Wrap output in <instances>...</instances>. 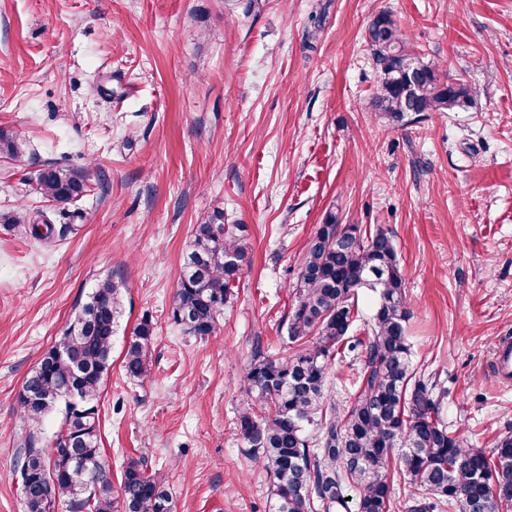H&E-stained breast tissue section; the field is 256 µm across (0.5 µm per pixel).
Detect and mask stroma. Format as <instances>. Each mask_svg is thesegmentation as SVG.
Returning <instances> with one entry per match:
<instances>
[{
  "instance_id": "stroma-1",
  "label": "stroma",
  "mask_w": 512,
  "mask_h": 512,
  "mask_svg": "<svg viewBox=\"0 0 512 512\" xmlns=\"http://www.w3.org/2000/svg\"><path fill=\"white\" fill-rule=\"evenodd\" d=\"M391 11L427 61L462 75L467 108L403 126L370 107L362 35ZM0 212L71 224L40 244L0 227V512H24L14 467L30 431L27 374L100 278L121 275L113 352L150 316L148 378L113 367L101 399L113 476L128 458L164 476L176 512H270L261 463L234 430L255 350L289 355L290 286L327 212L394 234L408 338L469 446L512 433V385L490 365L512 335V0H0ZM56 162L85 178L45 202ZM247 227L251 263L214 336L170 319L182 256L215 208ZM37 190L46 202L67 204L79 201L87 192L85 181L72 170L48 162L39 170Z\"/></svg>"
}]
</instances>
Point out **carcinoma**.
<instances>
[{"instance_id": "1", "label": "carcinoma", "mask_w": 512, "mask_h": 512, "mask_svg": "<svg viewBox=\"0 0 512 512\" xmlns=\"http://www.w3.org/2000/svg\"><path fill=\"white\" fill-rule=\"evenodd\" d=\"M364 43L379 69L371 107L401 124L413 112H448L471 104L461 77L439 71L383 11L368 25ZM23 142L0 134V154L17 158ZM37 190L47 202L79 201L85 181L48 162ZM9 231L49 244L55 225L21 206L0 213ZM245 225L224 223L216 209L197 226L182 258L171 310L182 332L204 338L216 329L224 305L249 263ZM124 283L98 280L54 345L26 376L20 415L34 421L59 410L63 424L48 449L35 436L17 466L26 512H173L164 482L130 460L113 495L101 449L99 402L112 370V350L124 314ZM373 296L370 336L351 335L359 292ZM405 282L391 234L381 227L340 224L327 215L306 245L292 285L287 339L291 355L261 353L248 365L240 391L236 430L248 452L262 459L271 486L272 512H394L388 467L413 488L407 512H465L478 501L485 512H512V434L495 448H467L442 422L441 398L413 362L406 336ZM155 324L144 316L123 350L122 371L146 377L152 367ZM362 349L357 391L343 406L327 401L332 361Z\"/></svg>"}]
</instances>
